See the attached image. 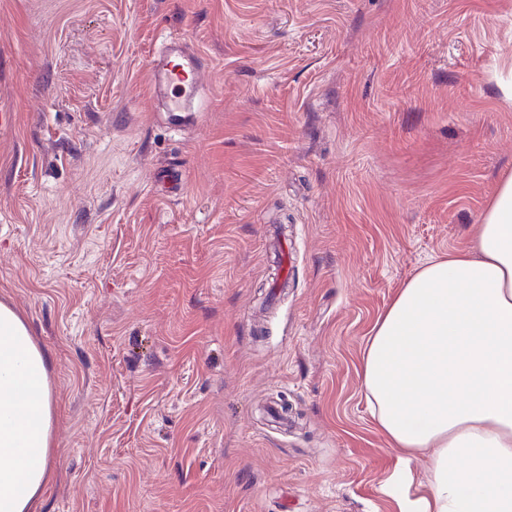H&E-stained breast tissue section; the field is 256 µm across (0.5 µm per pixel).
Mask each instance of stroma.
Instances as JSON below:
<instances>
[{
    "label": "stroma",
    "mask_w": 512,
    "mask_h": 512,
    "mask_svg": "<svg viewBox=\"0 0 512 512\" xmlns=\"http://www.w3.org/2000/svg\"><path fill=\"white\" fill-rule=\"evenodd\" d=\"M182 35L207 109L149 61ZM512 0H0V302L39 512H399L367 337L512 175ZM48 367L24 319L0 302V512H36L49 480Z\"/></svg>",
    "instance_id": "1"
}]
</instances>
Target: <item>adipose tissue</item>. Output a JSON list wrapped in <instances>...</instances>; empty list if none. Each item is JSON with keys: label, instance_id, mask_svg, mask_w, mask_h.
<instances>
[{"label": "adipose tissue", "instance_id": "obj_1", "mask_svg": "<svg viewBox=\"0 0 512 512\" xmlns=\"http://www.w3.org/2000/svg\"><path fill=\"white\" fill-rule=\"evenodd\" d=\"M48 367L0 302V512H35L49 480ZM361 379L397 452L400 512H512V175L471 245L429 261L378 316Z\"/></svg>", "mask_w": 512, "mask_h": 512}]
</instances>
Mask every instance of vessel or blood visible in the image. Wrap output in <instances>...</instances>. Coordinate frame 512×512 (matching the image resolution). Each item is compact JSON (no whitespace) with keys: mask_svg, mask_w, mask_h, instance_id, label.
<instances>
[{"mask_svg":"<svg viewBox=\"0 0 512 512\" xmlns=\"http://www.w3.org/2000/svg\"><path fill=\"white\" fill-rule=\"evenodd\" d=\"M203 55L170 36L163 48L152 57L151 72L156 90L165 92L167 109L171 112L194 111V97Z\"/></svg>","mask_w":512,"mask_h":512,"instance_id":"vessel-or-blood-1","label":"vessel or blood"}]
</instances>
